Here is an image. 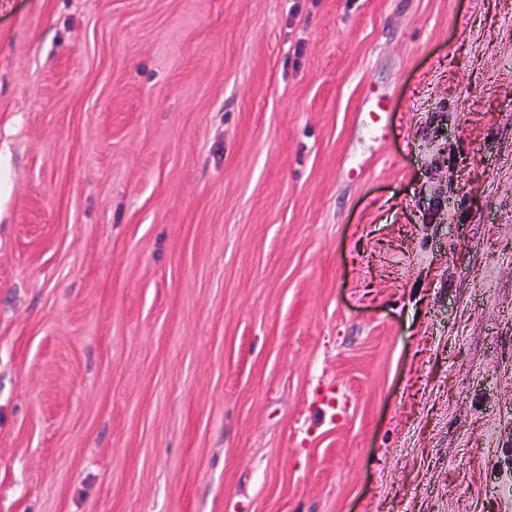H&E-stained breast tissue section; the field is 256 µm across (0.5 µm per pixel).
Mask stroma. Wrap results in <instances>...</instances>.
<instances>
[{"label": "stroma", "instance_id": "stroma-1", "mask_svg": "<svg viewBox=\"0 0 512 512\" xmlns=\"http://www.w3.org/2000/svg\"><path fill=\"white\" fill-rule=\"evenodd\" d=\"M0 512H512V0H0Z\"/></svg>", "mask_w": 512, "mask_h": 512}]
</instances>
